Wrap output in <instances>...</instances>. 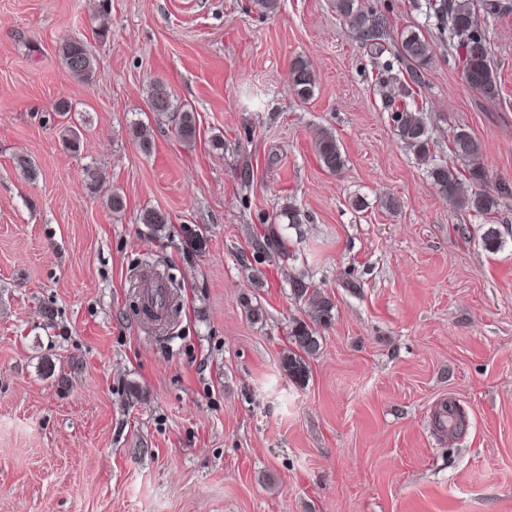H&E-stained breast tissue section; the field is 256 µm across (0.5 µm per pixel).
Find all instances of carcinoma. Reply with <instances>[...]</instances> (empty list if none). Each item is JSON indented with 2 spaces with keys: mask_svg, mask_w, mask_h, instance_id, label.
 <instances>
[{
  "mask_svg": "<svg viewBox=\"0 0 512 512\" xmlns=\"http://www.w3.org/2000/svg\"><path fill=\"white\" fill-rule=\"evenodd\" d=\"M477 0H434L429 9L443 30L447 31L454 44L458 62L462 64V79L466 85L486 97L497 92L494 78L490 44L485 34L475 26L474 15ZM336 14L354 28L364 40L373 42L380 37L379 22L372 12L364 9L360 0H334ZM399 55L406 64V77L400 82L398 96L400 104L390 103L391 119L398 139L413 150L420 162L428 165L427 173L437 192L451 204L473 210L479 214H489L498 205L497 195L483 188L488 181L485 167L475 163L481 154L479 141L468 131L453 132L450 139V152L465 168H450L448 164L433 156L432 138L424 111L411 105L415 88L421 80V70L433 58V47L422 32L403 31L398 43ZM61 56L69 72L82 81L92 79L94 58L87 46L80 41H68L61 46ZM318 85V76L309 61L296 58L291 63L290 86L297 97L308 100ZM149 108L159 114H172L178 139L193 145L199 138L194 113L187 110L175 111L170 87L163 81H155L151 88ZM315 148L324 168L332 173L345 166V156L333 132L323 130L315 136ZM483 248L495 252L502 246L501 234L493 224L481 234ZM254 252L258 255L290 256L288 242L283 234L267 227L255 235ZM293 296L309 304H316L313 320L320 321L329 316L333 303L329 296L321 293L303 278L291 282ZM296 347L307 355L318 349L315 331L307 323L299 322L291 331Z\"/></svg>",
  "mask_w": 512,
  "mask_h": 512,
  "instance_id": "1",
  "label": "carcinoma"
}]
</instances>
